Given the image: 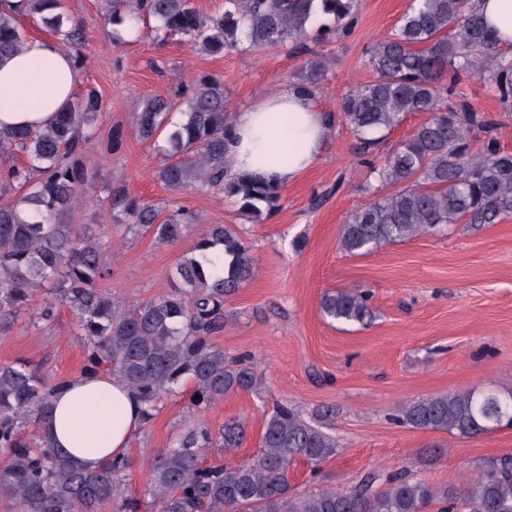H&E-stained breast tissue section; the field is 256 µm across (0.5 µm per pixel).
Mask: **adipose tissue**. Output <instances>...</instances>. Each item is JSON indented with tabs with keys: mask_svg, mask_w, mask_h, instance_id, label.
<instances>
[{
	"mask_svg": "<svg viewBox=\"0 0 512 512\" xmlns=\"http://www.w3.org/2000/svg\"><path fill=\"white\" fill-rule=\"evenodd\" d=\"M498 49L512 53V0H475ZM81 82L70 53L52 38H36L0 54V131L51 125ZM329 114L307 92L280 89L234 113L224 137L231 171L289 186L321 157ZM143 423V405L121 380L71 378L53 398L50 437L87 470L126 455Z\"/></svg>",
	"mask_w": 512,
	"mask_h": 512,
	"instance_id": "1",
	"label": "adipose tissue"
}]
</instances>
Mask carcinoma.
Returning <instances> with one entry per match:
<instances>
[{
	"label": "carcinoma",
	"instance_id": "1",
	"mask_svg": "<svg viewBox=\"0 0 512 512\" xmlns=\"http://www.w3.org/2000/svg\"><path fill=\"white\" fill-rule=\"evenodd\" d=\"M63 0H16L0 14V53L25 42L19 18L42 25L66 49L87 42L85 27L62 12ZM112 34L139 31L154 19V39L179 36L202 52L234 50L241 39L256 50L306 46L312 22L326 17L314 39L325 44L349 32L356 0H224V10L208 16L195 0H102ZM368 62L374 79L361 83L340 103L347 125L364 144L369 135L390 131L410 112L428 120L369 171L393 191L359 207L344 224L341 249L360 256L383 243L408 240L440 226L496 224L512 215V152L495 138L475 146L477 132L490 134L498 123L478 111L458 89L461 76L487 80L504 101H512V57L492 43L471 0H412L389 36L373 44ZM331 58L314 53L297 86L315 97ZM98 93L75 94L54 124L43 130L0 134V189L24 193L0 205V331L30 309L35 292L46 291L35 313L50 326L60 304L78 316L90 365L135 390L149 421L158 402L186 379L196 385L192 405L206 408L217 398L253 392L261 378L253 365L224 354L211 342L223 327L224 301L253 275L250 247L224 224L202 233L199 257L175 267L181 287L121 308L95 283L112 275L108 243L77 224L63 222L78 200L95 189L94 165L86 161ZM183 118L172 121V113ZM224 80L205 75L177 99L147 96L135 104L139 138L158 146L165 164L158 171L167 189L181 195L209 191L232 198L256 221L280 207L282 189L268 182L229 174L224 134L229 126ZM17 153L26 165L11 162ZM112 223L126 224L172 245L194 224L186 207L166 218L153 204L123 189L110 191ZM368 290H336L322 297L326 317L346 325L371 316ZM65 380L50 382L24 363L0 365V492L21 512H99L123 497L127 458L95 471L73 463L53 445L48 423L52 395ZM395 419L413 429L474 438L512 427V391L439 394L413 400ZM35 425L37 436L24 435ZM245 424L228 419L215 434L200 424L148 462V494L156 512H512V461L482 471L461 485L435 486L415 474L371 475L351 490L320 486L308 492L291 487L288 471L303 457L318 472L340 450L336 436L297 408L282 403L266 418L257 457L234 464H204L203 452L242 447Z\"/></svg>",
	"mask_w": 512,
	"mask_h": 512
}]
</instances>
